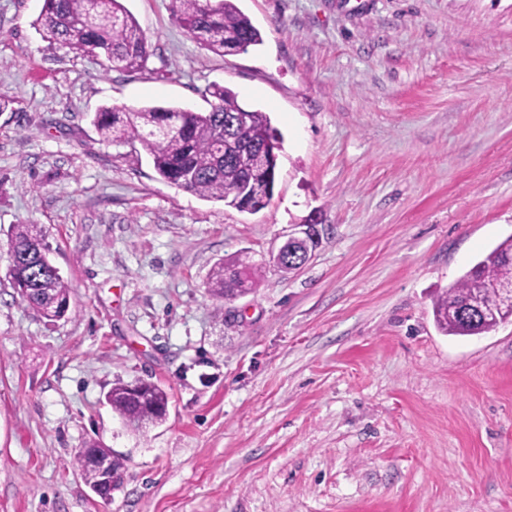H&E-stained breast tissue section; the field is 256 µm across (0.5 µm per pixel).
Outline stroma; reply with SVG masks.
Instances as JSON below:
<instances>
[{
    "instance_id": "35a3bbf8",
    "label": "stroma",
    "mask_w": 512,
    "mask_h": 512,
    "mask_svg": "<svg viewBox=\"0 0 512 512\" xmlns=\"http://www.w3.org/2000/svg\"><path fill=\"white\" fill-rule=\"evenodd\" d=\"M153 53L120 73L0 0V512H512V323L447 336L433 303L512 236V0H238L219 56L170 0H124ZM219 83L282 137L255 213L162 180L99 107L206 109ZM320 220L299 271L216 305L219 259ZM40 225L70 288L41 318L8 277ZM149 380L167 419L104 400ZM123 457L97 496L75 464ZM127 385L128 383L117 382L106 393L105 399L112 410L135 431L146 430L137 427L140 420H152L154 425L162 423L166 415L161 413L160 409L168 405L166 391L154 383H149L147 396L135 399L128 394Z\"/></svg>"
}]
</instances>
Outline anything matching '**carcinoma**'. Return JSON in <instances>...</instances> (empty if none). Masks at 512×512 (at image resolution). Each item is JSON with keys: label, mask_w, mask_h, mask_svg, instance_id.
<instances>
[{"label": "carcinoma", "mask_w": 512, "mask_h": 512, "mask_svg": "<svg viewBox=\"0 0 512 512\" xmlns=\"http://www.w3.org/2000/svg\"><path fill=\"white\" fill-rule=\"evenodd\" d=\"M173 19L203 48L226 55L262 44L260 30L235 4V0H171ZM41 38L80 56H102L108 68L121 72L142 69L151 56L149 41L122 0H44L33 22ZM205 94L210 109L196 112L180 107H102L94 124L102 140L116 145L136 141L150 158L156 173L179 189L202 199L217 200L243 210L263 208L266 186L275 183L277 164L258 171L251 150L279 134L267 113L239 104L228 88L214 83ZM243 123L228 124L229 113ZM12 264L8 275L13 288L27 289L22 299L42 317L54 321L64 315L61 304L70 296L68 284L49 261V248L37 224H16L11 234ZM308 260L307 249L288 245V258L274 261L291 272ZM260 264L248 254L219 262L212 270L208 294L217 304L249 294L258 286ZM512 289V236L506 238L473 265L434 304L438 329L445 335L471 336L489 331L512 319L500 291ZM483 304L476 318L463 310L474 302ZM105 399L128 426L138 430L141 420L159 424L160 409L168 395L149 384L147 396L135 399L127 384L115 383Z\"/></svg>", "instance_id": "cac0c4a2"}]
</instances>
